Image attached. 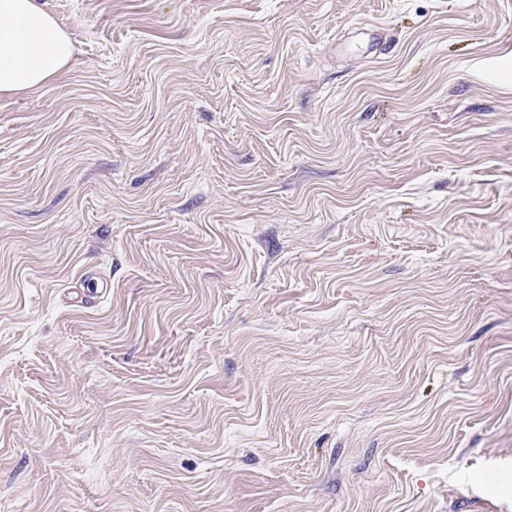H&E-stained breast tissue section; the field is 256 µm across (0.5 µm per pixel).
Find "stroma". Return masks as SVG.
I'll use <instances>...</instances> for the list:
<instances>
[{
    "label": "stroma",
    "mask_w": 512,
    "mask_h": 512,
    "mask_svg": "<svg viewBox=\"0 0 512 512\" xmlns=\"http://www.w3.org/2000/svg\"><path fill=\"white\" fill-rule=\"evenodd\" d=\"M44 3L0 512H512V0Z\"/></svg>",
    "instance_id": "35a3bbf8"
}]
</instances>
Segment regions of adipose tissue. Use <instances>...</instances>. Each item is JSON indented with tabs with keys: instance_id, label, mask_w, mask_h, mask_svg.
Instances as JSON below:
<instances>
[{
	"instance_id": "ef3b65f1",
	"label": "adipose tissue",
	"mask_w": 512,
	"mask_h": 512,
	"mask_svg": "<svg viewBox=\"0 0 512 512\" xmlns=\"http://www.w3.org/2000/svg\"><path fill=\"white\" fill-rule=\"evenodd\" d=\"M71 42L41 0H0V94L42 89L66 72Z\"/></svg>"
}]
</instances>
